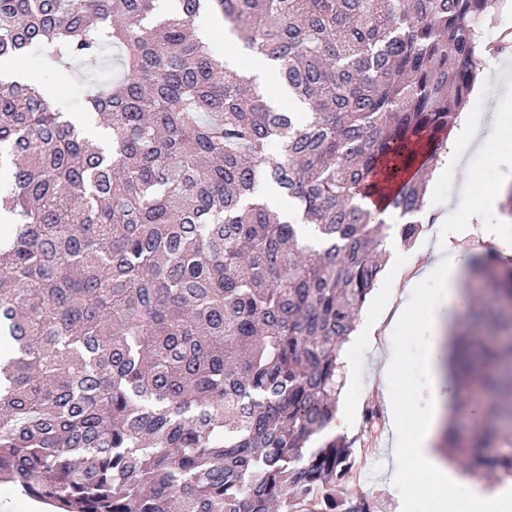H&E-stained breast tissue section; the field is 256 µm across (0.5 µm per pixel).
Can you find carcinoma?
Segmentation results:
<instances>
[{"mask_svg": "<svg viewBox=\"0 0 512 512\" xmlns=\"http://www.w3.org/2000/svg\"><path fill=\"white\" fill-rule=\"evenodd\" d=\"M499 0H0V60L39 46L91 74L90 118L0 76V483L56 512H374L348 493L339 351L422 230ZM218 11L305 111L272 107L195 32ZM288 197L272 207L266 188ZM495 293L469 474L512 478V259ZM493 439L498 452L485 455Z\"/></svg>", "mask_w": 512, "mask_h": 512, "instance_id": "obj_1", "label": "carcinoma"}]
</instances>
